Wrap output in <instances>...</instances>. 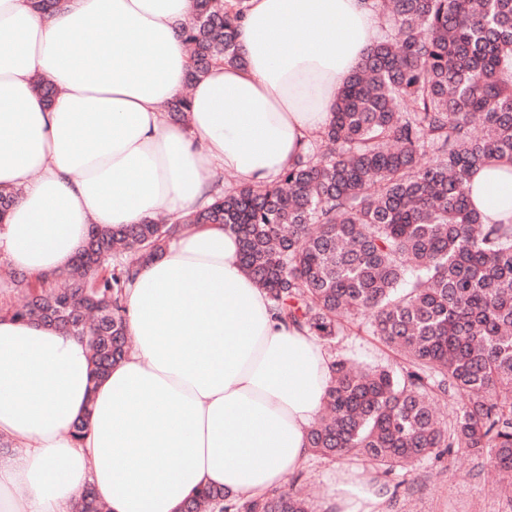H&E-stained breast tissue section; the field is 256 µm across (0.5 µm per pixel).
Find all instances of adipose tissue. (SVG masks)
I'll return each mask as SVG.
<instances>
[{
    "label": "adipose tissue",
    "mask_w": 512,
    "mask_h": 512,
    "mask_svg": "<svg viewBox=\"0 0 512 512\" xmlns=\"http://www.w3.org/2000/svg\"><path fill=\"white\" fill-rule=\"evenodd\" d=\"M243 65L190 80L181 26L194 0H0V263L70 267L91 225L165 214L179 233L125 290L134 348L101 378L87 343L23 322L0 284V512H72L84 489L110 512H181L192 492L258 499L312 455L333 356L281 320L220 224H187L218 171L265 186L328 125L377 38L370 0H246ZM92 39L77 48L79 35ZM57 89L53 103L38 79ZM188 99V120L161 103ZM484 223L512 221V170L469 183ZM85 420L82 439L69 431ZM380 484L338 470L327 512H383Z\"/></svg>",
    "instance_id": "obj_1"
}]
</instances>
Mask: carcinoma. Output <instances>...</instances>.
Segmentation results:
<instances>
[{
	"label": "carcinoma",
	"mask_w": 512,
	"mask_h": 512,
	"mask_svg": "<svg viewBox=\"0 0 512 512\" xmlns=\"http://www.w3.org/2000/svg\"><path fill=\"white\" fill-rule=\"evenodd\" d=\"M391 32L373 43L332 118L273 184L215 196L186 224H222L278 316L331 343L359 323L392 366L332 362L313 452L362 455L384 478L459 455L483 460L512 504V223L485 224L468 182L512 161V0H383ZM242 7L196 0L183 27L190 80L240 64ZM175 224L91 227L95 264L22 277L11 309L85 338L99 375L129 349L124 291ZM452 401L448 420L434 405ZM87 489L75 512H103ZM311 512L293 488L226 500L203 487L183 512Z\"/></svg>",
	"instance_id": "cac0c4a2"
}]
</instances>
